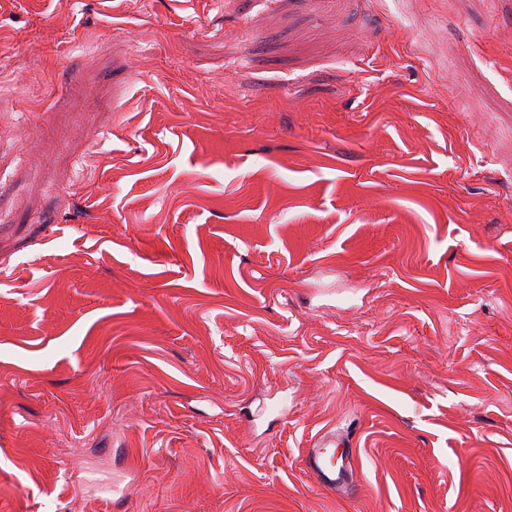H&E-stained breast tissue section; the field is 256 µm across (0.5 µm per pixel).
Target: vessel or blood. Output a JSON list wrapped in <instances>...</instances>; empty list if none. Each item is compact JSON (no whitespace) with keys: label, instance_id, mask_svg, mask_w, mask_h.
<instances>
[{"label":"vessel or blood","instance_id":"obj_1","mask_svg":"<svg viewBox=\"0 0 512 512\" xmlns=\"http://www.w3.org/2000/svg\"><path fill=\"white\" fill-rule=\"evenodd\" d=\"M351 441L334 431L323 433L316 447L308 449L305 462L318 484L331 491L344 493L353 469Z\"/></svg>","mask_w":512,"mask_h":512}]
</instances>
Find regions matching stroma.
<instances>
[{"mask_svg":"<svg viewBox=\"0 0 512 512\" xmlns=\"http://www.w3.org/2000/svg\"><path fill=\"white\" fill-rule=\"evenodd\" d=\"M0 225V512H512V0H0ZM316 447L309 448L306 453L305 462L308 471L320 486L334 493H344L349 486V473L353 470L354 455L350 450L352 445L349 437L330 430L320 436ZM339 447L344 449L336 457V448Z\"/></svg>","mask_w":512,"mask_h":512,"instance_id":"35a3bbf8","label":"stroma"}]
</instances>
